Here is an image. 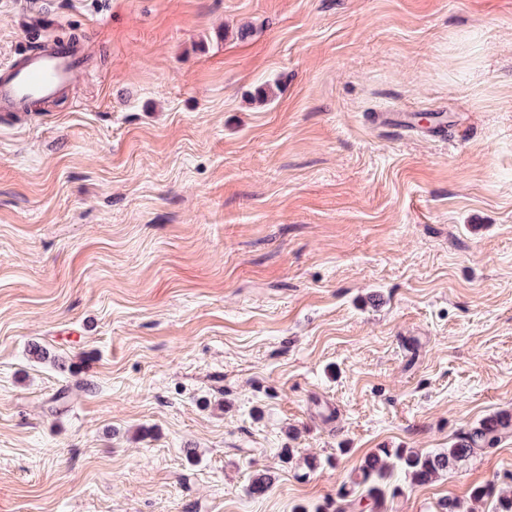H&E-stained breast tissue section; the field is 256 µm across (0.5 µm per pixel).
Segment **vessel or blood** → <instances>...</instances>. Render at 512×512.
Wrapping results in <instances>:
<instances>
[{
	"label": "vessel or blood",
	"instance_id": "b4317fda",
	"mask_svg": "<svg viewBox=\"0 0 512 512\" xmlns=\"http://www.w3.org/2000/svg\"><path fill=\"white\" fill-rule=\"evenodd\" d=\"M90 61L87 41H36L0 61V123L33 112L75 83Z\"/></svg>",
	"mask_w": 512,
	"mask_h": 512
}]
</instances>
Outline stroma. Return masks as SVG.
<instances>
[{
    "label": "stroma",
    "mask_w": 512,
    "mask_h": 512,
    "mask_svg": "<svg viewBox=\"0 0 512 512\" xmlns=\"http://www.w3.org/2000/svg\"><path fill=\"white\" fill-rule=\"evenodd\" d=\"M32 2L0 60L93 56L0 125V512H317L512 413V0ZM511 474L512 432L384 512Z\"/></svg>",
    "instance_id": "1"
}]
</instances>
